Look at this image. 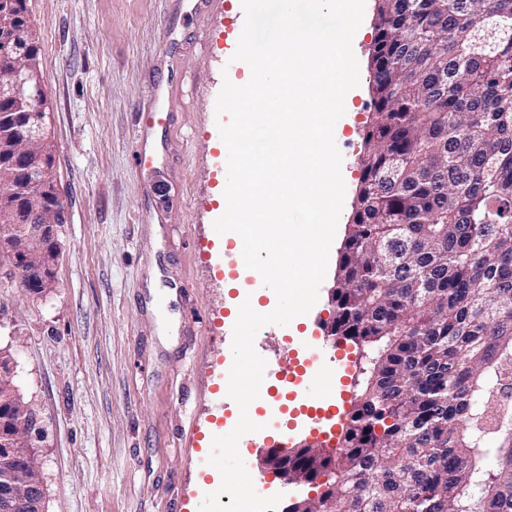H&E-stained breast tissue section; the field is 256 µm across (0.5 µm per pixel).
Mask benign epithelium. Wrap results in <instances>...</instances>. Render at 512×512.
Listing matches in <instances>:
<instances>
[{"label": "benign epithelium", "mask_w": 512, "mask_h": 512, "mask_svg": "<svg viewBox=\"0 0 512 512\" xmlns=\"http://www.w3.org/2000/svg\"><path fill=\"white\" fill-rule=\"evenodd\" d=\"M11 0H0V53L8 59L0 77V100L13 106L0 116V145L12 144L11 161L0 172V256L9 260L5 274L23 288L44 296L57 286L59 228L65 223L54 157L46 149L47 86L29 68L30 31L10 22ZM0 512H44L42 474L33 477L38 413L24 403L14 384L12 357L0 358ZM261 468L283 484L288 454L277 448L261 453Z\"/></svg>", "instance_id": "benign-epithelium-1"}]
</instances>
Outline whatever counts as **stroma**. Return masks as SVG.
I'll return each mask as SVG.
<instances>
[{"label":"stroma","mask_w":512,"mask_h":512,"mask_svg":"<svg viewBox=\"0 0 512 512\" xmlns=\"http://www.w3.org/2000/svg\"><path fill=\"white\" fill-rule=\"evenodd\" d=\"M37 31L47 122L66 222L58 285L36 297L0 274V348L42 419L45 512H172L203 477L220 483L193 431L225 430L239 407L216 394L214 361L231 354L229 302L257 284L234 242L217 243L227 162L215 104L234 60L241 0L210 14L190 0H27ZM374 0L353 39L360 82L337 122L345 207L319 298L296 333L274 324L254 344L276 366L305 358L332 315L329 290L349 222L364 128L373 110ZM167 99L154 101L157 87ZM167 128L137 131L151 104ZM153 153L140 167L135 150Z\"/></svg>","instance_id":"1"}]
</instances>
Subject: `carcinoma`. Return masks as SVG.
Returning <instances> with one entry per match:
<instances>
[{
	"mask_svg": "<svg viewBox=\"0 0 512 512\" xmlns=\"http://www.w3.org/2000/svg\"><path fill=\"white\" fill-rule=\"evenodd\" d=\"M373 112L337 262L359 351L295 512H512V0H375Z\"/></svg>",
	"mask_w": 512,
	"mask_h": 512,
	"instance_id": "cac0c4a2",
	"label": "carcinoma"
}]
</instances>
